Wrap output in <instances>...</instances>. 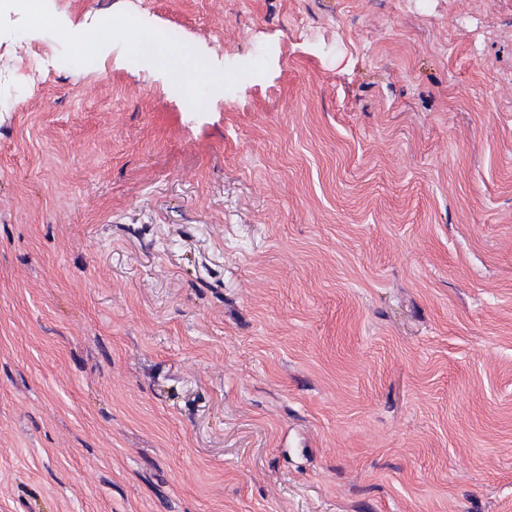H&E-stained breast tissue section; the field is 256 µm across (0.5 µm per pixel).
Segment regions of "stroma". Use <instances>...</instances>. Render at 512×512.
Segmentation results:
<instances>
[{
  "instance_id": "obj_1",
  "label": "stroma",
  "mask_w": 512,
  "mask_h": 512,
  "mask_svg": "<svg viewBox=\"0 0 512 512\" xmlns=\"http://www.w3.org/2000/svg\"><path fill=\"white\" fill-rule=\"evenodd\" d=\"M111 16L258 76L49 39ZM52 18L0 0V512H512V0Z\"/></svg>"
}]
</instances>
